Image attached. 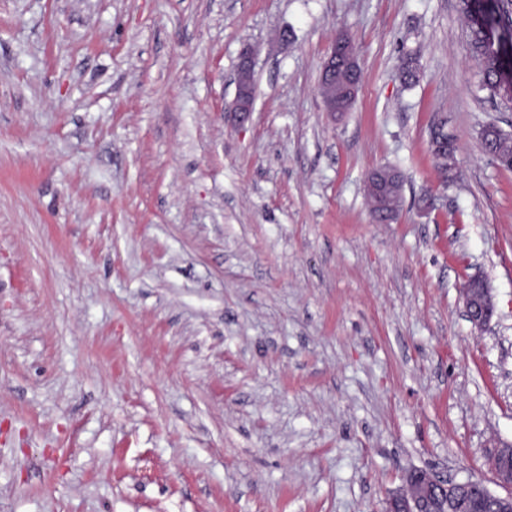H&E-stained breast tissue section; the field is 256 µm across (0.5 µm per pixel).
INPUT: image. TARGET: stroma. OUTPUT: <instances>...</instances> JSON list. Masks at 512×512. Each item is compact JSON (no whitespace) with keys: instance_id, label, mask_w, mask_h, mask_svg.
<instances>
[{"instance_id":"stroma-1","label":"stroma","mask_w":512,"mask_h":512,"mask_svg":"<svg viewBox=\"0 0 512 512\" xmlns=\"http://www.w3.org/2000/svg\"><path fill=\"white\" fill-rule=\"evenodd\" d=\"M466 32L458 0H0V512H384L412 469L496 488L512 171L480 131L512 107ZM342 35L362 80L333 115ZM339 58L341 61L337 62ZM339 67L346 69L351 74L352 81L344 87L340 96L336 98L347 80V74L344 72H339L336 76ZM361 72L358 55L346 54L341 43L336 50V42H334L331 51L323 62L321 72V81L336 83V94L333 97L325 99L321 96L327 112L336 115V112H348L352 108L356 99ZM254 100L247 88L237 82V94L231 112L239 126L247 123L253 112ZM436 140H448V136L444 134H438L435 138ZM436 140L432 141V151L436 153L447 152L450 156L447 159H440L435 156L437 159V165L442 175L443 181L445 183L452 182L451 180L448 182V178H451L454 175L455 170V162H454V147L453 144L448 141V145L441 142H436ZM448 164L452 165V172H448ZM448 174V175H447ZM399 180L401 181L400 174L396 170L390 172L376 170L371 175H369V193L375 196V207L378 208L376 212L385 214L391 211L393 204L384 192V188L385 185L390 181L396 182ZM462 299L465 317L472 327L478 331L486 330L496 310L486 281L479 276L470 277L462 288Z\"/></svg>"}]
</instances>
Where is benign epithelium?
<instances>
[{"label":"benign epithelium","instance_id":"1","mask_svg":"<svg viewBox=\"0 0 512 512\" xmlns=\"http://www.w3.org/2000/svg\"><path fill=\"white\" fill-rule=\"evenodd\" d=\"M340 67L351 74L352 81L344 87L339 97L324 100L326 110L332 113L347 112L352 108L361 79L358 55L345 53L341 44L331 48L324 60L321 80L336 82L337 69ZM253 106V96L248 89L241 84L237 85L232 107L237 125L242 126L250 120ZM398 180L400 174L396 170H376L369 175V193L375 196V207L379 213H388L393 208L384 188L389 182ZM462 299L465 317L472 327L479 331L486 330L495 315V303L486 281L479 276L469 278L462 288ZM492 459L496 464L495 475L499 485L510 489V492L496 493L478 479L448 481L424 470L414 469L406 474L403 488L390 494L385 512H438L443 508L450 509V512H466L471 508V488L480 490L496 512H512V444L498 448Z\"/></svg>","mask_w":512,"mask_h":512}]
</instances>
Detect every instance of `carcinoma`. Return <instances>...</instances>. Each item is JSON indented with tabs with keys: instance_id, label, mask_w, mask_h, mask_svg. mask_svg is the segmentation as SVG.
Masks as SVG:
<instances>
[{
	"instance_id": "carcinoma-1",
	"label": "carcinoma",
	"mask_w": 512,
	"mask_h": 512,
	"mask_svg": "<svg viewBox=\"0 0 512 512\" xmlns=\"http://www.w3.org/2000/svg\"><path fill=\"white\" fill-rule=\"evenodd\" d=\"M468 19V46L481 74V88L489 97H500L499 89L512 83V0L490 5L483 0H459ZM485 151L500 162L512 158V133L489 131L482 138Z\"/></svg>"
}]
</instances>
